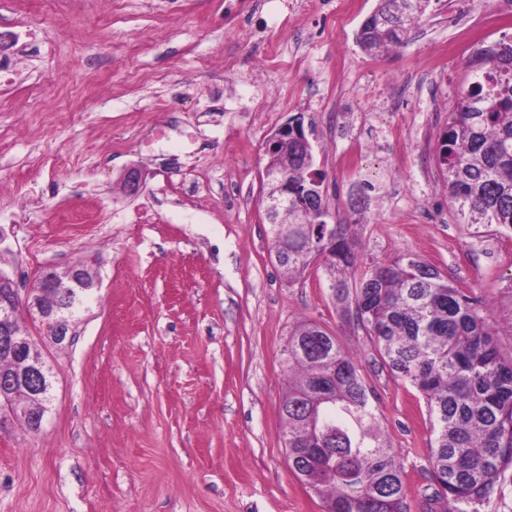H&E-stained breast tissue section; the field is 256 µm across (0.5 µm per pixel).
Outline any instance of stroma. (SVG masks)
Returning <instances> with one entry per match:
<instances>
[{
	"instance_id": "stroma-1",
	"label": "stroma",
	"mask_w": 512,
	"mask_h": 512,
	"mask_svg": "<svg viewBox=\"0 0 512 512\" xmlns=\"http://www.w3.org/2000/svg\"><path fill=\"white\" fill-rule=\"evenodd\" d=\"M80 0L79 19L27 30L41 0H0V270L92 263L101 286L70 341L37 346L55 372L42 429L0 431V512H322L284 445L282 353L298 322L353 353L403 466L406 512H443L419 392L345 319L327 270L288 280L259 202L268 139L301 118L358 267L410 255L512 320V237L458 223L437 134L480 43L512 36L504 0H429L380 56L356 43L377 0ZM299 59L300 68L287 63ZM224 89L225 111L210 87ZM348 137L371 167L347 169ZM163 139H156L158 128ZM65 156L64 168L45 163ZM132 167L145 180L123 187ZM90 205L101 224H71Z\"/></svg>"
}]
</instances>
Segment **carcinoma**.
<instances>
[{
  "label": "carcinoma",
  "instance_id": "obj_1",
  "mask_svg": "<svg viewBox=\"0 0 512 512\" xmlns=\"http://www.w3.org/2000/svg\"><path fill=\"white\" fill-rule=\"evenodd\" d=\"M429 0H377L356 42L380 54L418 26ZM473 77L440 130L438 161L460 223L512 234V37L479 50ZM288 178V204L270 222L288 276L323 259L343 312L363 328L383 364L425 399L433 441L429 473L444 512H497L512 471V356H504L476 300L412 257L373 261L349 286L355 257L348 224H331L325 176L304 165L293 140L266 150ZM285 447L296 477L325 512H403L406 489L351 353L315 323L288 338Z\"/></svg>",
  "mask_w": 512,
  "mask_h": 512
}]
</instances>
